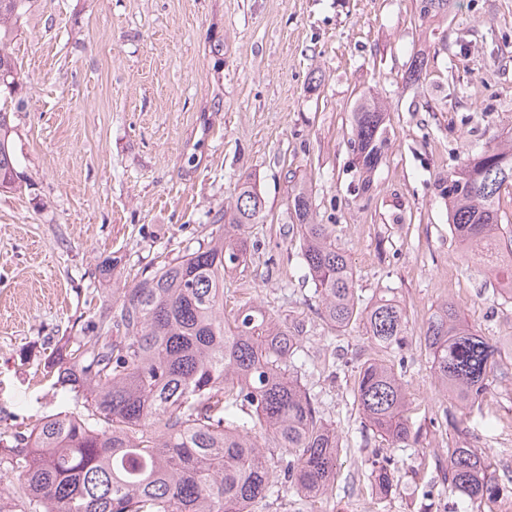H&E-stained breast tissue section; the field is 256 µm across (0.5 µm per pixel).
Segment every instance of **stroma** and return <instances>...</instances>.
Listing matches in <instances>:
<instances>
[{
	"label": "stroma",
	"mask_w": 512,
	"mask_h": 512,
	"mask_svg": "<svg viewBox=\"0 0 512 512\" xmlns=\"http://www.w3.org/2000/svg\"><path fill=\"white\" fill-rule=\"evenodd\" d=\"M11 47L27 111L11 113L21 189L0 190V431L76 410L44 374L69 337L141 271L194 250L251 180L263 222L224 307L248 302L297 327L307 385L342 450L328 494L289 491L254 512H457L434 455L452 436L493 456L504 490L478 512H512V384L460 413L435 383L423 341L437 305L491 338L512 337V300L466 262L435 190L476 151L512 138V0H450L421 18L416 0H29ZM425 80L409 83L415 53ZM390 116L391 143L368 194L352 183L350 115L361 96ZM312 187L316 219L336 227L361 302L391 291L408 316L402 348L362 327L332 330L291 230L292 190ZM403 363L412 431L396 489L380 497L354 388L364 362Z\"/></svg>",
	"instance_id": "1"
}]
</instances>
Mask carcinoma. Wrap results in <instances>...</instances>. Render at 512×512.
Returning <instances> with one entry per match:
<instances>
[{
	"instance_id": "obj_1",
	"label": "carcinoma",
	"mask_w": 512,
	"mask_h": 512,
	"mask_svg": "<svg viewBox=\"0 0 512 512\" xmlns=\"http://www.w3.org/2000/svg\"><path fill=\"white\" fill-rule=\"evenodd\" d=\"M26 4L0 0V68L14 73L11 41ZM19 87L18 79L11 92L0 87V189L15 188L17 178L10 113L28 106L15 99ZM386 120L371 97L351 112L364 192L388 146ZM509 189L511 139L468 157L438 184L454 238L490 270L512 267V219L499 206ZM292 204L324 322L339 331L359 323L378 347H402L408 319L396 297L381 292L361 305L334 225L314 220L312 189L300 187ZM264 210L256 187L239 185L206 244L123 289L98 312L96 335L73 336L49 357L46 374L82 396L81 410L0 437V512H253L284 491L316 498L333 486L339 439L301 383L299 337L257 307L224 310V275L247 263L244 228ZM424 343L438 387L462 411L512 375V352L466 325L453 300L429 316ZM354 402L364 426L387 444L371 462L375 488L386 496L398 472L393 451L418 444L401 375L383 361L364 363ZM446 457L448 493L478 505L499 498L489 453L456 444Z\"/></svg>"
}]
</instances>
